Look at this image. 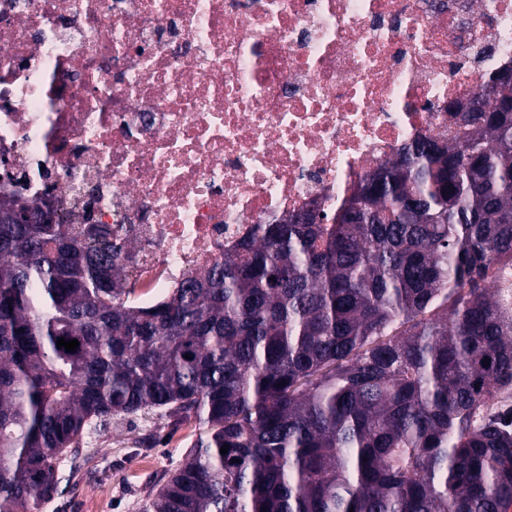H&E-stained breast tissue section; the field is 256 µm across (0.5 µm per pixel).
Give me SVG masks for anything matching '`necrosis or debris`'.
<instances>
[{"mask_svg": "<svg viewBox=\"0 0 512 512\" xmlns=\"http://www.w3.org/2000/svg\"><path fill=\"white\" fill-rule=\"evenodd\" d=\"M507 65L512 0H0V198L110 225L149 306Z\"/></svg>", "mask_w": 512, "mask_h": 512, "instance_id": "obj_1", "label": "necrosis or debris"}]
</instances>
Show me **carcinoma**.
I'll list each match as a JSON object with an SVG mask.
<instances>
[{"mask_svg":"<svg viewBox=\"0 0 512 512\" xmlns=\"http://www.w3.org/2000/svg\"><path fill=\"white\" fill-rule=\"evenodd\" d=\"M508 75L463 139L420 138L336 210L259 225L151 309L108 227L1 199L0 512H42L81 440L138 414L202 428L143 512H505Z\"/></svg>","mask_w":512,"mask_h":512,"instance_id":"1","label":"carcinoma"}]
</instances>
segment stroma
<instances>
[{
	"instance_id": "35a3bbf8",
	"label": "stroma",
	"mask_w": 512,
	"mask_h": 512,
	"mask_svg": "<svg viewBox=\"0 0 512 512\" xmlns=\"http://www.w3.org/2000/svg\"><path fill=\"white\" fill-rule=\"evenodd\" d=\"M197 433L194 422L172 431L166 420L133 418L84 438L77 472L42 512H141L184 463Z\"/></svg>"
}]
</instances>
